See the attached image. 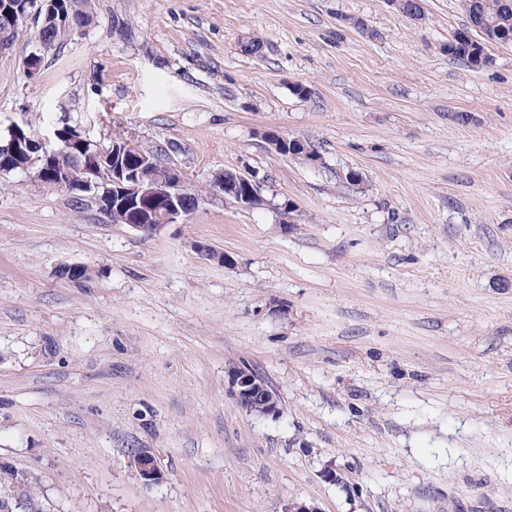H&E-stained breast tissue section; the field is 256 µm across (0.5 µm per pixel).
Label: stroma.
I'll use <instances>...</instances> for the list:
<instances>
[{"label": "stroma", "instance_id": "1", "mask_svg": "<svg viewBox=\"0 0 512 512\" xmlns=\"http://www.w3.org/2000/svg\"><path fill=\"white\" fill-rule=\"evenodd\" d=\"M94 4L36 76L32 26L0 49V137L130 136L208 193L146 238L0 173V462L40 512H512V46L448 56L460 0ZM240 365L280 416L226 394ZM130 458L140 480L145 485H158L164 481L165 473L160 468L151 449L134 448L130 452Z\"/></svg>", "mask_w": 512, "mask_h": 512}]
</instances>
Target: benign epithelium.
I'll return each mask as SVG.
<instances>
[{
  "label": "benign epithelium",
  "mask_w": 512,
  "mask_h": 512,
  "mask_svg": "<svg viewBox=\"0 0 512 512\" xmlns=\"http://www.w3.org/2000/svg\"><path fill=\"white\" fill-rule=\"evenodd\" d=\"M132 144L128 138H115L104 146L92 143L80 135L71 137V146L78 154L98 156L109 160V164L82 169L84 176L75 178L69 170H58L52 174V186L78 199L88 198L98 213L107 215L112 207L140 210L148 204L158 206L154 211L152 235L159 234L170 224H179L186 216L180 205L187 191V183L181 171L169 166L155 169V163H148V173L125 168L120 156L122 145ZM228 392L236 404L248 413L263 416H277L281 413L278 394L263 384L246 367H237L227 374ZM131 463L140 480L148 485H158L165 479L153 452L149 448H135L130 452ZM32 477L30 473L9 471L0 464V482L9 480L8 493L0 494V512H14L22 508L25 512H38L24 495L23 485Z\"/></svg>",
  "instance_id": "1"
}]
</instances>
